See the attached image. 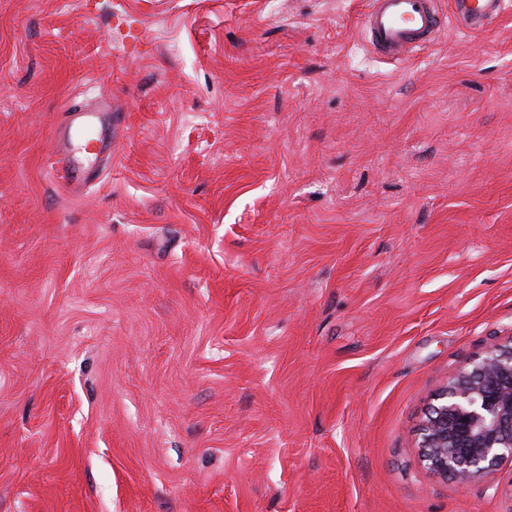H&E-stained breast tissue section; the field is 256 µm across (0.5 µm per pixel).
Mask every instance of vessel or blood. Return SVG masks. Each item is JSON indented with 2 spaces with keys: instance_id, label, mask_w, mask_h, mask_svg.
I'll return each instance as SVG.
<instances>
[{
  "instance_id": "vessel-or-blood-1",
  "label": "vessel or blood",
  "mask_w": 512,
  "mask_h": 512,
  "mask_svg": "<svg viewBox=\"0 0 512 512\" xmlns=\"http://www.w3.org/2000/svg\"><path fill=\"white\" fill-rule=\"evenodd\" d=\"M512 8V0H452L448 15H441L435 0H370L360 26L371 49L383 58L406 60L410 51L434 42L455 18L471 35Z\"/></svg>"
}]
</instances>
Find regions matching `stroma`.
Segmentation results:
<instances>
[{
	"instance_id": "1",
	"label": "stroma",
	"mask_w": 512,
	"mask_h": 512,
	"mask_svg": "<svg viewBox=\"0 0 512 512\" xmlns=\"http://www.w3.org/2000/svg\"><path fill=\"white\" fill-rule=\"evenodd\" d=\"M366 2L0 0V512H512L417 453L512 335V10ZM435 0H371L360 26L371 49L388 60L434 42L446 28ZM448 4H451V9L448 11V24L453 17L470 35L485 32L487 26L511 6L508 0H454L449 1ZM72 118L67 124L68 133L71 138L81 137L86 132L96 128L97 115L94 112L73 110Z\"/></svg>"
}]
</instances>
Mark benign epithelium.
Instances as JSON below:
<instances>
[{
    "label": "benign epithelium",
    "mask_w": 512,
    "mask_h": 512,
    "mask_svg": "<svg viewBox=\"0 0 512 512\" xmlns=\"http://www.w3.org/2000/svg\"><path fill=\"white\" fill-rule=\"evenodd\" d=\"M422 462L460 486L512 462V335L452 371L420 425Z\"/></svg>",
    "instance_id": "1"
}]
</instances>
